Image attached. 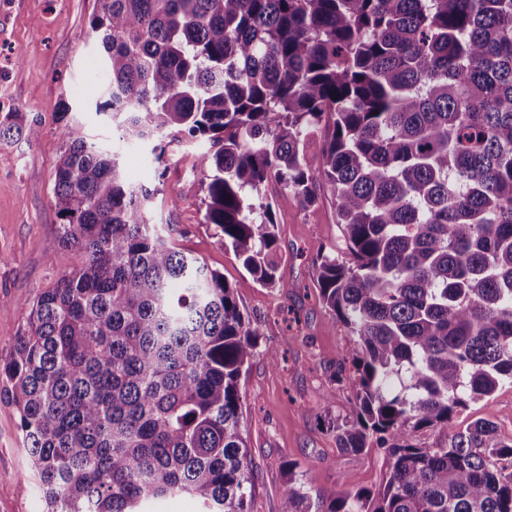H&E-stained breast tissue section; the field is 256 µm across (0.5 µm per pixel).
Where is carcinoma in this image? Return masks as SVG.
I'll return each mask as SVG.
<instances>
[{
	"mask_svg": "<svg viewBox=\"0 0 512 512\" xmlns=\"http://www.w3.org/2000/svg\"><path fill=\"white\" fill-rule=\"evenodd\" d=\"M98 2L97 111L159 160L169 137L217 146L203 223L260 284L278 267L266 187L335 200L350 258L323 255L316 286L357 336L333 378L355 397L336 445L383 448L390 472L329 500L290 463L280 512H512V440L481 419L451 431L512 381V0ZM61 135L49 246L82 262L0 355L45 512L177 494L249 512L240 380L260 327L152 222L157 189L127 183L79 121ZM39 136L18 112L0 121V140ZM425 428L448 442L411 443Z\"/></svg>",
	"mask_w": 512,
	"mask_h": 512,
	"instance_id": "carcinoma-1",
	"label": "carcinoma"
}]
</instances>
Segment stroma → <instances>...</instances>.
Listing matches in <instances>:
<instances>
[{
  "instance_id": "obj_1",
  "label": "stroma",
  "mask_w": 512,
  "mask_h": 512,
  "mask_svg": "<svg viewBox=\"0 0 512 512\" xmlns=\"http://www.w3.org/2000/svg\"><path fill=\"white\" fill-rule=\"evenodd\" d=\"M96 9L97 0H0V118L18 112L41 129L31 142L0 141V354L25 324L29 303L81 261L76 252L47 245L59 222L53 187L65 150L59 110L66 104L95 142L114 148L132 183L157 188L154 220L170 225L172 245L222 272L245 318L261 327L256 354L240 381L241 432L254 474L250 512H280L291 461L298 463L302 482L326 495L378 489L388 474L387 455L375 448L341 453L330 426L351 417L355 407L350 389L331 380L354 338L315 288L322 255L347 254L333 199L323 195L306 207L268 186L279 264L274 287L257 282L202 220L205 144L165 141L159 162L150 148L113 141L111 118L96 110L108 82L89 31ZM173 197L180 200L174 208ZM478 419L493 423L499 439H512V384L470 403L455 426L463 429ZM0 512H44L27 470L17 414L3 398Z\"/></svg>"
}]
</instances>
